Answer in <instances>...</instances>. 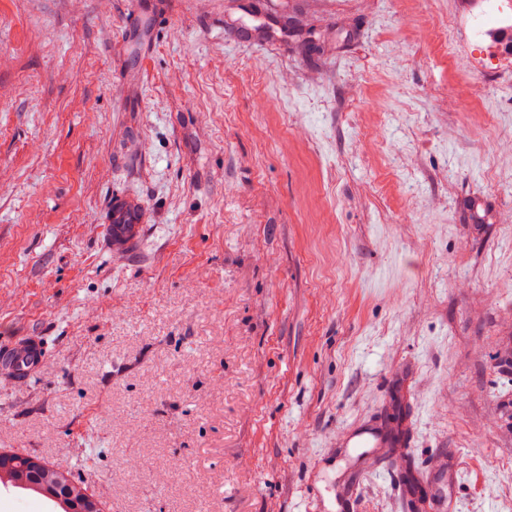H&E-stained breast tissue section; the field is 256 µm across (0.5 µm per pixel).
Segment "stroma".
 <instances>
[{"mask_svg":"<svg viewBox=\"0 0 512 512\" xmlns=\"http://www.w3.org/2000/svg\"><path fill=\"white\" fill-rule=\"evenodd\" d=\"M482 9L0 0V340L49 343L0 377V448L107 512H408L398 467L512 512V19ZM391 418L408 456L352 484L340 434ZM104 224L105 240L111 251L126 252L136 248L144 233V214L141 203L132 196L113 199Z\"/></svg>","mask_w":512,"mask_h":512,"instance_id":"obj_1","label":"stroma"}]
</instances>
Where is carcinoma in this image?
I'll list each match as a JSON object with an SVG mask.
<instances>
[{"mask_svg": "<svg viewBox=\"0 0 512 512\" xmlns=\"http://www.w3.org/2000/svg\"><path fill=\"white\" fill-rule=\"evenodd\" d=\"M9 458L12 465L0 466V485L11 486L48 499L58 512H105V504L76 481L72 465L50 462L36 454L0 448V459Z\"/></svg>", "mask_w": 512, "mask_h": 512, "instance_id": "carcinoma-1", "label": "carcinoma"}]
</instances>
